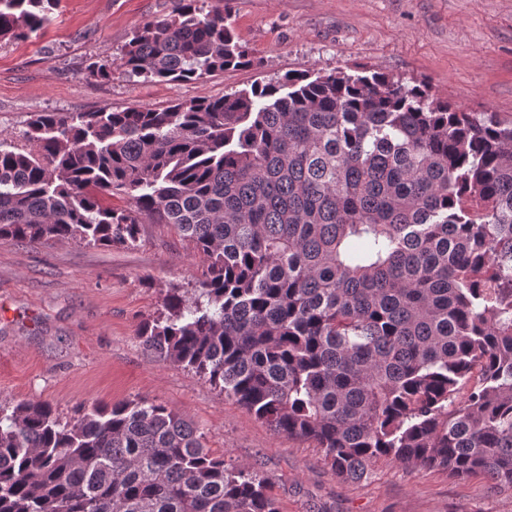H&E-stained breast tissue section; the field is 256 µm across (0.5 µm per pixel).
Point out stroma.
I'll list each match as a JSON object with an SVG mask.
<instances>
[{"mask_svg": "<svg viewBox=\"0 0 512 512\" xmlns=\"http://www.w3.org/2000/svg\"><path fill=\"white\" fill-rule=\"evenodd\" d=\"M173 0H59L49 23L0 42V140L20 145L35 112L115 111L215 99L291 71L379 72L469 112L512 119V0H234L252 65L179 83L115 64L133 30ZM112 64L101 79L91 62ZM203 262L164 224L131 246L0 240V408L51 404L61 420L91 402L156 400L183 414L225 461L257 470L279 512H512V490L479 476L377 460L336 476L322 449L277 434L194 370L156 360L136 337L172 288L197 292Z\"/></svg>", "mask_w": 512, "mask_h": 512, "instance_id": "1", "label": "stroma"}]
</instances>
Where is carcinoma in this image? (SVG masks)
<instances>
[{"mask_svg":"<svg viewBox=\"0 0 512 512\" xmlns=\"http://www.w3.org/2000/svg\"><path fill=\"white\" fill-rule=\"evenodd\" d=\"M58 0H0V41ZM232 0H174L119 67L187 82L252 63ZM0 142V238L129 245L145 222L194 244L138 338L204 375L336 475L374 461L512 488V121L383 73L292 72L162 108L36 112ZM123 195L131 206L107 199ZM462 400H457L460 393ZM0 512H278L183 416L145 399L0 409Z\"/></svg>","mask_w":512,"mask_h":512,"instance_id":"carcinoma-1","label":"carcinoma"}]
</instances>
